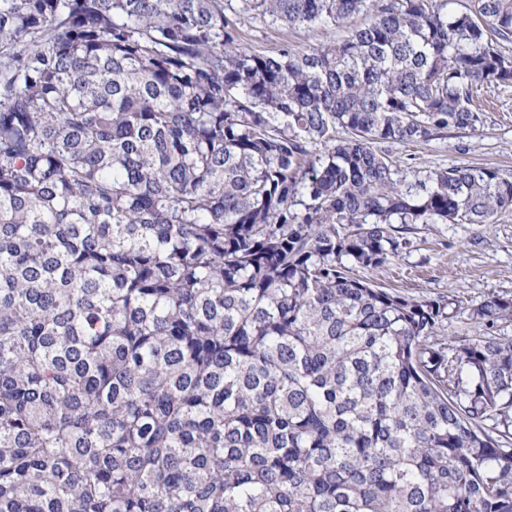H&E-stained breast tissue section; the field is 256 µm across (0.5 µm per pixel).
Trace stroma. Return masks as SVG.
Returning a JSON list of instances; mask_svg holds the SVG:
<instances>
[{
  "label": "stroma",
  "instance_id": "35a3bbf8",
  "mask_svg": "<svg viewBox=\"0 0 512 512\" xmlns=\"http://www.w3.org/2000/svg\"><path fill=\"white\" fill-rule=\"evenodd\" d=\"M238 26L243 44L261 53L285 44L303 50L329 36L319 27L287 29L249 17L241 18ZM481 95L488 107L479 131L451 130L428 142L394 144L388 148L390 155L420 172L466 163L512 174V86L485 88ZM411 239L408 248L371 278L417 297H452L455 308L440 326V335H457L488 297H512V208L492 224H420Z\"/></svg>",
  "mask_w": 512,
  "mask_h": 512
}]
</instances>
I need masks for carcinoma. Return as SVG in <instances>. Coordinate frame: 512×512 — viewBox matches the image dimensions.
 <instances>
[{"label": "carcinoma", "mask_w": 512, "mask_h": 512, "mask_svg": "<svg viewBox=\"0 0 512 512\" xmlns=\"http://www.w3.org/2000/svg\"><path fill=\"white\" fill-rule=\"evenodd\" d=\"M454 2L0 0V512H512V298L450 340L357 274L512 208L381 148L512 85V0ZM238 22L242 43L261 53L274 52L287 42L295 49L304 50L326 41L330 36L339 39L345 34L343 28L329 34L320 27L287 29L248 16Z\"/></svg>", "instance_id": "1"}]
</instances>
